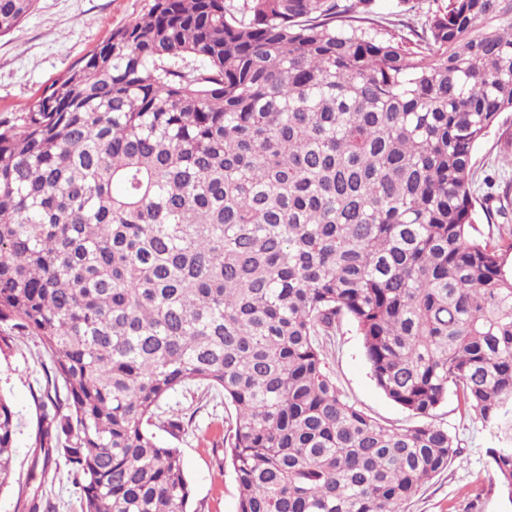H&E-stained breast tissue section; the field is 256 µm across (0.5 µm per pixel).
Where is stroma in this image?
<instances>
[{
    "mask_svg": "<svg viewBox=\"0 0 512 512\" xmlns=\"http://www.w3.org/2000/svg\"><path fill=\"white\" fill-rule=\"evenodd\" d=\"M149 0H37L34 11L12 32L0 36V120L28 111L44 90L93 51L113 29L145 13ZM480 176L496 184L512 180V112L474 148ZM328 370L345 398L367 415L396 426L412 425L407 412L374 384L362 340L351 324H343L327 359ZM51 361L33 338L18 336L0 323V393L12 403L17 418L14 475L0 492V512H19V505L41 490L46 512H79L80 488L64 457L54 456L48 470L34 467L43 405L48 397L65 399L62 380H48ZM161 413H180L191 422L179 438L162 434L178 448L199 512H236L237 482L224 461L226 421L233 409L216 392L190 387L168 394ZM438 423L456 435L462 454L448 469L430 479L407 504L406 512H512L492 482L487 453L493 438L456 400L437 412Z\"/></svg>",
    "mask_w": 512,
    "mask_h": 512,
    "instance_id": "1",
    "label": "stroma"
}]
</instances>
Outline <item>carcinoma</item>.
Here are the masks:
<instances>
[{"label":"carcinoma","instance_id":"1","mask_svg":"<svg viewBox=\"0 0 512 512\" xmlns=\"http://www.w3.org/2000/svg\"><path fill=\"white\" fill-rule=\"evenodd\" d=\"M35 0H0V34ZM376 0H150L0 121V322L67 386L39 435L82 512H199L171 392L234 408L237 512H405L460 456L453 394L512 503V227L474 145L512 112V0L407 36ZM498 201L492 208L490 202ZM383 424L327 367L343 321ZM16 414L0 394V492Z\"/></svg>","mask_w":512,"mask_h":512}]
</instances>
